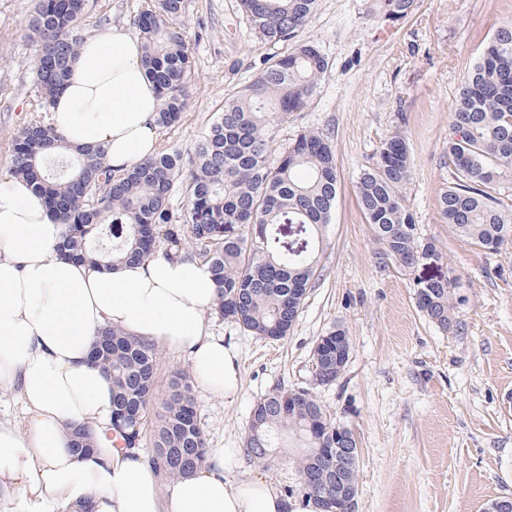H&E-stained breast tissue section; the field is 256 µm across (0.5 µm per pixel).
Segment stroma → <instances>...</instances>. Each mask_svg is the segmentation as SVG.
I'll return each mask as SVG.
<instances>
[{
	"instance_id": "stroma-1",
	"label": "stroma",
	"mask_w": 512,
	"mask_h": 512,
	"mask_svg": "<svg viewBox=\"0 0 512 512\" xmlns=\"http://www.w3.org/2000/svg\"><path fill=\"white\" fill-rule=\"evenodd\" d=\"M146 0H97L88 33L133 25ZM33 0H0V173L13 140L33 119ZM512 0H418L406 19H379L374 0H319L300 33L330 66L309 102L291 113L272 144L279 158L303 131L330 140L339 195L327 227L321 275L282 340L261 338L211 314L213 331L238 355L240 387L227 398L196 392L209 447L231 449L225 473L298 485L295 451L269 467L245 453L254 403L276 389L311 388L360 448L354 512H484L512 496V245L489 252L457 236L437 213L447 185L450 118L463 77ZM194 50L184 120L166 146L193 148L224 100L250 83L287 44L261 43L239 0H190L179 20ZM403 134L412 178L406 196L421 238L441 263L415 272L383 269L355 201V184L384 140ZM454 278V321L442 330L417 308L415 277ZM352 341L341 376L315 385L312 348L332 328Z\"/></svg>"
}]
</instances>
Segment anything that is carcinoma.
Wrapping results in <instances>:
<instances>
[{
	"instance_id": "obj_1",
	"label": "carcinoma",
	"mask_w": 512,
	"mask_h": 512,
	"mask_svg": "<svg viewBox=\"0 0 512 512\" xmlns=\"http://www.w3.org/2000/svg\"><path fill=\"white\" fill-rule=\"evenodd\" d=\"M417 0H376L378 15L397 22ZM318 0H240L252 28L268 44L291 43L243 89L224 100L191 151L185 180L187 202L175 212L171 196L184 170L183 154L162 147L153 157L114 169L101 147L72 148L47 122L52 98L84 40V21L94 0H35L29 30L34 62L37 116L14 140L13 175L44 195L55 219L68 226L60 250L69 258L112 267L118 262L195 258L208 265L224 320L255 336L280 340L297 322L315 283L324 231L338 198L336 159L328 137L299 134L275 165L269 151L288 115L304 108L329 68L314 44L298 39ZM188 0H151L138 14L136 35L143 65L158 84V124L174 128L187 110L194 64L190 41L177 19ZM450 181L437 199L442 223L489 251L512 244V215L500 197L501 177L512 173V22L498 26L468 71L453 109L446 150ZM411 179L408 143L397 133L385 140L372 166L356 182L358 206L371 224L377 263L412 270L436 263L440 252L419 236L407 203ZM300 224L307 246L285 245L281 228ZM190 239L192 249L184 248ZM451 278L414 280L417 307L434 324L452 325ZM341 341H336V336ZM344 330L319 337L312 353L315 381H336V352L350 354ZM95 362L112 378V430L127 447L138 444L147 411L161 400L151 464L165 478L191 475L204 462L207 441L197 422L192 382L179 373L164 395L155 386V344L115 328L101 331ZM335 418L311 393L277 390L252 409L246 451L253 462L274 461L280 439L296 441L299 493L336 509V472L323 454L336 448ZM93 428L75 430L71 448L90 447ZM360 460L347 466L344 484L358 495ZM313 484L303 486L307 475Z\"/></svg>"
}]
</instances>
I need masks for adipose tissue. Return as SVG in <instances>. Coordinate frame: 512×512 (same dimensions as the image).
Instances as JSON below:
<instances>
[{"label": "adipose tissue", "instance_id": "1", "mask_svg": "<svg viewBox=\"0 0 512 512\" xmlns=\"http://www.w3.org/2000/svg\"><path fill=\"white\" fill-rule=\"evenodd\" d=\"M142 56L126 25L88 36L53 98L51 122L66 142L104 147L119 169L160 148L161 97ZM65 232L29 183L0 178V385L17 389L24 413L0 423L5 512H314L263 478H226L223 449L166 484L145 449L117 445L112 381L91 361L102 327L179 352L214 396L236 390V355L209 330L217 290L205 263L157 258L107 270L62 257ZM84 423L97 438L77 452L69 430Z\"/></svg>", "mask_w": 512, "mask_h": 512}]
</instances>
